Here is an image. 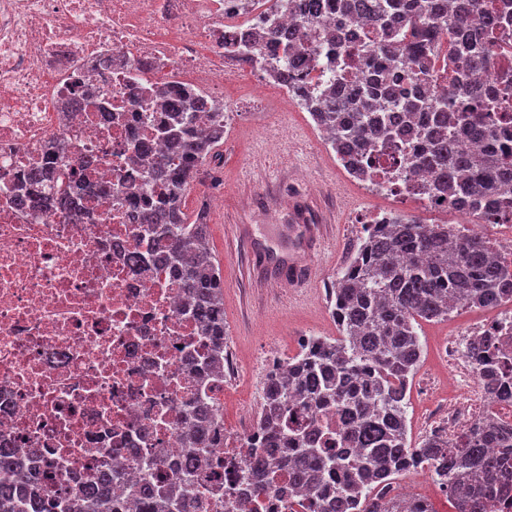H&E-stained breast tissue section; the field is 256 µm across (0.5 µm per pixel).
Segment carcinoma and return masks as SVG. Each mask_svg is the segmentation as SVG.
Listing matches in <instances>:
<instances>
[{
  "instance_id": "cac0c4a2",
  "label": "carcinoma",
  "mask_w": 512,
  "mask_h": 512,
  "mask_svg": "<svg viewBox=\"0 0 512 512\" xmlns=\"http://www.w3.org/2000/svg\"><path fill=\"white\" fill-rule=\"evenodd\" d=\"M295 5L299 23L277 26L265 35L274 44L287 42L293 51L287 68L296 76L272 70L288 83L292 97L310 113L317 127L348 172L368 181L379 165L382 144L410 131L405 120L416 118L415 144L405 163L413 170H434L433 181L421 191L434 201L458 195L475 224L512 212V136L505 141L495 123L475 130L493 144L482 153L458 149L455 128L482 109L493 94L467 81V76L495 70L491 50L468 46L464 24L475 0H285ZM360 16L365 33L363 64L369 72L364 90L339 80L321 88L313 98L302 72L309 68L306 30L336 16ZM326 54L342 72L351 54L342 49V36L326 33ZM463 74L456 89L443 73ZM167 106L157 133L169 143L172 157L152 167L150 181L163 182L154 195L126 186L140 199L153 234L170 242L169 265L192 303L189 313L209 340L201 352L198 377L205 386L224 378V280L207 244L208 225L197 215L190 221L184 199L198 168L224 140L220 124L202 132L193 128V114L206 108L190 90L173 86L165 91ZM47 163L65 178L59 205L70 204L69 186L80 173L68 170L60 156ZM334 316L340 337H317L302 345L288 369L265 375L258 430L265 440L250 445L253 465L262 469L273 455L288 464V483L308 500L309 512H378L375 490L411 470L427 468L432 480L448 487L455 512H485L502 487L503 469L512 458V427L495 416L479 420L460 436V447L448 449L439 435L413 448L407 440V390L422 346L415 324L420 319H446L464 307L493 308L512 299V279L500 265L486 238L473 231L448 241V225L425 224L418 217L396 214L382 224H368L365 236L332 285ZM467 354L479 365L487 394L496 401L512 399V356L481 336L468 344ZM296 409H336L343 438L357 448L354 458L332 446L313 421H300ZM223 419L214 414L183 439V459L175 477L156 475L157 461H140L142 486L148 494L143 512H200L209 506L212 488L199 484V470L224 465L209 455ZM496 448L493 454L489 449ZM126 481L122 467H106L93 482L75 492L34 503L15 489L24 488L26 472L9 455L0 456V512H99L112 502V481ZM397 512H433L428 502L411 498L393 505Z\"/></svg>"
}]
</instances>
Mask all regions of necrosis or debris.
I'll return each instance as SVG.
<instances>
[{
    "label": "necrosis or debris",
    "instance_id": "necrosis-or-debris-1",
    "mask_svg": "<svg viewBox=\"0 0 512 512\" xmlns=\"http://www.w3.org/2000/svg\"><path fill=\"white\" fill-rule=\"evenodd\" d=\"M267 17L298 22L283 0H0V448L26 465L36 493L58 460L70 488L109 461L182 458L183 405L197 393L187 358L206 339L184 310L167 242L147 243L138 200L116 187L150 170L134 144L170 153L154 129L159 92L178 85L215 100L236 48L261 70L269 51L252 35ZM54 145L72 167L88 165L72 209L19 205L22 167L40 166ZM380 161L385 192L412 196L431 176L407 171L399 152ZM444 350L449 444L481 410L512 425V402L480 394L465 337ZM259 439L250 420L225 432L215 453L233 462L213 479L227 500L210 512H300L287 469L253 468L246 448ZM271 470L272 492L255 496Z\"/></svg>",
    "mask_w": 512,
    "mask_h": 512
}]
</instances>
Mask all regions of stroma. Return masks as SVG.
<instances>
[{"instance_id": "stroma-1", "label": "stroma", "mask_w": 512, "mask_h": 512, "mask_svg": "<svg viewBox=\"0 0 512 512\" xmlns=\"http://www.w3.org/2000/svg\"><path fill=\"white\" fill-rule=\"evenodd\" d=\"M225 100L241 110L224 133L220 166L205 165L185 199L189 215L204 214L212 253L224 277V351L251 365L252 373L224 383V425L234 428L255 413L263 375L257 366L269 357L291 356L304 335L337 337L328 314L327 290L362 236L357 220L377 212L412 208L410 201L381 194L351 177L324 140L308 112L285 99L277 84L259 85L245 70L224 83ZM330 214L333 236L325 257H309L308 287L276 282L257 288L247 273L252 251L263 248L288 257L297 246L288 228L300 224L303 210ZM252 228L253 243L236 245L232 225ZM483 309L463 308L444 321L420 322L423 354L417 379L435 384L433 397L410 395L407 420L418 425L436 403L449 401L453 387L440 351L443 337L482 317Z\"/></svg>"}]
</instances>
